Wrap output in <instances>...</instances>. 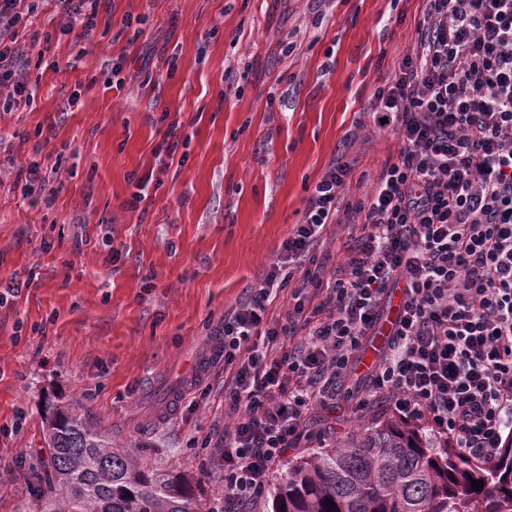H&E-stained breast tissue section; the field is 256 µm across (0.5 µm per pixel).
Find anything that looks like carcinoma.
I'll list each match as a JSON object with an SVG mask.
<instances>
[{
	"mask_svg": "<svg viewBox=\"0 0 512 512\" xmlns=\"http://www.w3.org/2000/svg\"><path fill=\"white\" fill-rule=\"evenodd\" d=\"M45 484L53 512H203L182 475L140 463L112 444L88 412L51 407ZM483 481L481 490L471 480ZM334 507L326 505V499ZM268 512H512V437L490 459L436 447L423 430L393 417L317 448L270 492Z\"/></svg>",
	"mask_w": 512,
	"mask_h": 512,
	"instance_id": "carcinoma-1",
	"label": "carcinoma"
}]
</instances>
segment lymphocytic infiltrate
<instances>
[{
	"label": "lymphocytic infiltrate",
	"instance_id": "f902f5d3",
	"mask_svg": "<svg viewBox=\"0 0 512 512\" xmlns=\"http://www.w3.org/2000/svg\"><path fill=\"white\" fill-rule=\"evenodd\" d=\"M414 46L371 104L399 148L344 209L332 165L261 282L212 331L224 364V498L260 497L303 416L348 382L393 290L401 307L370 393L433 439L492 457L512 432V0H425ZM35 0H0V88L27 93L19 29ZM351 224L333 274L326 226ZM291 287L283 319L269 306Z\"/></svg>",
	"mask_w": 512,
	"mask_h": 512
}]
</instances>
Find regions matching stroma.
Returning a JSON list of instances; mask_svg holds the SVG:
<instances>
[{
    "mask_svg": "<svg viewBox=\"0 0 512 512\" xmlns=\"http://www.w3.org/2000/svg\"><path fill=\"white\" fill-rule=\"evenodd\" d=\"M424 9L105 0L84 41L54 0H36L20 34L34 99L0 115V512L43 510L32 473L49 458V403L87 410L206 503L223 496L202 442L224 427V367L193 375L209 329L258 285L334 162L354 166L351 203L395 156L368 107ZM172 123L173 160L161 150ZM34 163L49 189L26 197L14 183ZM362 386L308 413L286 462L391 417L375 399L358 409Z\"/></svg>",
    "mask_w": 512,
    "mask_h": 512,
    "instance_id": "obj_1",
    "label": "stroma"
}]
</instances>
